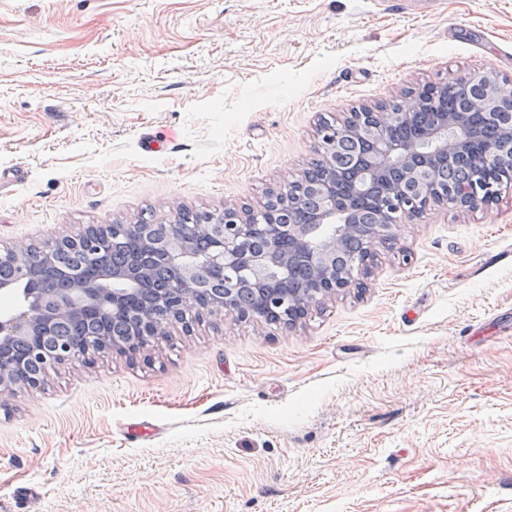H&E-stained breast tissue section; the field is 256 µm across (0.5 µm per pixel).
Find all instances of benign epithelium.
<instances>
[{"mask_svg":"<svg viewBox=\"0 0 512 512\" xmlns=\"http://www.w3.org/2000/svg\"><path fill=\"white\" fill-rule=\"evenodd\" d=\"M454 83L462 110L436 113L413 141L394 138V129L410 124L444 85L428 84L392 105L362 106L318 127L320 165L297 176L288 198L272 193L256 209L226 206L193 224L180 209L168 223L90 224L41 247L19 243L1 251L0 263L18 266L26 287L0 281L1 294L19 297L13 312L0 315V395L15 387L36 390L49 370L80 357L116 353L146 360L151 343L169 336L173 325L190 330L188 309L292 327L312 308L364 284L378 248L398 244L399 225L450 203L462 211L492 207L503 184L474 176L460 187L452 174L473 155L474 109L501 131V138L484 142L479 169L512 172V82L472 73ZM199 236L208 242L204 250L194 244ZM350 236L361 237L358 258L346 256ZM254 238L259 245L244 246ZM126 239L137 241L138 250L114 266L109 249ZM153 261L164 264L172 280L147 303L143 291ZM43 267L69 287L58 292L43 282ZM242 288L260 304L241 310ZM115 315L134 331L110 335L105 324ZM86 320L97 321L100 333L61 342V325ZM18 338L31 341L32 359L10 355Z\"/></svg>","mask_w":512,"mask_h":512,"instance_id":"1","label":"benign epithelium"}]
</instances>
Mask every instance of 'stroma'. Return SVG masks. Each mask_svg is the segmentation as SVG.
Masks as SVG:
<instances>
[{"label": "stroma", "mask_w": 512, "mask_h": 512, "mask_svg": "<svg viewBox=\"0 0 512 512\" xmlns=\"http://www.w3.org/2000/svg\"><path fill=\"white\" fill-rule=\"evenodd\" d=\"M474 72L512 0H0V249L257 204L322 119ZM398 237L300 326L1 394L0 512H512V189Z\"/></svg>", "instance_id": "obj_1"}]
</instances>
